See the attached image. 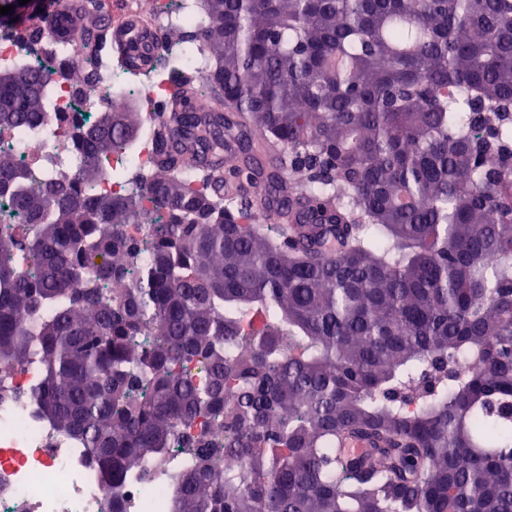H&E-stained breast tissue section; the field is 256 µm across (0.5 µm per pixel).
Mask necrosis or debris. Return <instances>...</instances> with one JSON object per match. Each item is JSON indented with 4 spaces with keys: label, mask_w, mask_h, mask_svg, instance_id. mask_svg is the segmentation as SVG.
<instances>
[{
    "label": "necrosis or debris",
    "mask_w": 512,
    "mask_h": 512,
    "mask_svg": "<svg viewBox=\"0 0 512 512\" xmlns=\"http://www.w3.org/2000/svg\"><path fill=\"white\" fill-rule=\"evenodd\" d=\"M128 7L144 15L157 31L179 26L194 28L205 23L197 0H125ZM82 30H75L70 43L49 46L46 37L24 43L16 37V25L0 15V69L19 59L46 55L55 59H77ZM116 67L106 48L97 51L93 79L82 87L54 81L46 88L43 118L33 126L5 135L16 145L17 158L39 169L43 178H58L76 167L69 138L71 125L81 114L93 112L96 104L111 97ZM157 126L145 121L138 146L126 159L112 160L116 173L98 186L101 193L125 196L130 184L128 170L154 172ZM96 461L75 441L57 434L32 403L11 397L0 399V512H102L112 494ZM126 512H172L174 489L145 467L120 490Z\"/></svg>",
    "instance_id": "necrosis-or-debris-1"
}]
</instances>
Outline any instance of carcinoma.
Instances as JSON below:
<instances>
[{
    "mask_svg": "<svg viewBox=\"0 0 512 512\" xmlns=\"http://www.w3.org/2000/svg\"><path fill=\"white\" fill-rule=\"evenodd\" d=\"M198 7L201 28L112 45L177 93L129 196L97 192L138 138L127 108L72 128L54 182L0 146V366L37 364L43 417L114 486L154 463L174 512H512V0ZM44 25L64 44L73 20ZM175 40L204 43L203 76ZM64 75L0 71V132ZM352 434L383 465L341 455Z\"/></svg>",
    "mask_w": 512,
    "mask_h": 512,
    "instance_id": "1",
    "label": "carcinoma"
}]
</instances>
